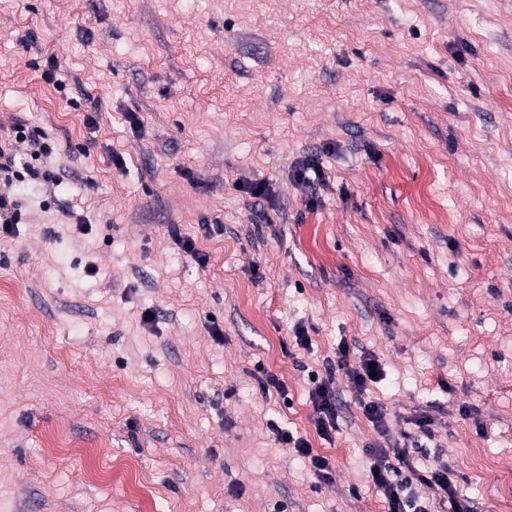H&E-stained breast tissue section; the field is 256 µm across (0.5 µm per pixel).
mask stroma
I'll use <instances>...</instances> for the list:
<instances>
[{"instance_id":"obj_1","label":"stroma","mask_w":512,"mask_h":512,"mask_svg":"<svg viewBox=\"0 0 512 512\" xmlns=\"http://www.w3.org/2000/svg\"><path fill=\"white\" fill-rule=\"evenodd\" d=\"M19 119L58 181L14 184L0 242V512H386L341 342L391 442L512 512V0H0V141ZM127 459L152 499L88 477ZM292 180L298 185L313 188L316 181H322L324 176L321 165L315 157H305L294 162L291 169ZM336 365L338 368L345 369L349 379L355 385L358 395V405L363 415L372 424L374 430L381 437L387 435L386 411L377 401L367 399L369 386L377 383L384 375L382 364L374 357L363 355L358 359L350 358V348L346 343H339L336 347ZM372 365V368H369ZM375 369V373H372ZM371 374H376L375 378ZM310 392L312 408L314 412V423L316 431L323 439H329L332 431L338 428L339 408L335 391L330 386V380H319L318 375H311ZM277 441L279 444L288 445L293 444L291 447L300 461L308 465L313 473L324 481L330 479V465L327 458L314 454L313 449L307 439L301 436H294L288 431H278Z\"/></svg>"}]
</instances>
